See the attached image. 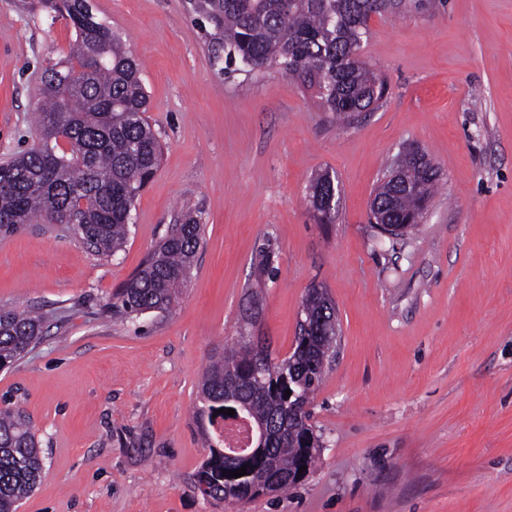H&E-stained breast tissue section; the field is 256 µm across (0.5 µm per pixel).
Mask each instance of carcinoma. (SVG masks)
Returning a JSON list of instances; mask_svg holds the SVG:
<instances>
[{"label":"carcinoma","instance_id":"obj_1","mask_svg":"<svg viewBox=\"0 0 512 512\" xmlns=\"http://www.w3.org/2000/svg\"><path fill=\"white\" fill-rule=\"evenodd\" d=\"M85 0H41L43 8L69 19L76 38L64 62L43 70L42 99L36 113L40 138L26 151L0 163V231L23 224H69L100 255L120 250L140 192L156 174L160 140L145 117L148 96L140 64L121 36L98 19ZM396 0H194L193 12L208 32L213 57L229 74L242 64L251 71L277 69L317 90L336 120L351 121L374 108L386 91L384 80L360 57L368 21L396 9ZM434 164L411 163L400 183L377 187L372 205L390 224L414 229L438 189ZM334 178L316 176L311 206L319 219L332 218ZM201 244V224L185 215L173 224L140 270L112 295V315L169 312ZM292 353L276 361L268 347L242 336L237 347L215 352L199 385L200 418H224L235 407L255 429L260 451L228 460L224 445L204 431L209 453L194 475L207 498L241 504L261 495L257 481L275 479L273 492L300 483L312 467L320 437L309 424L307 405L319 387L336 343V309L326 291L311 289L302 303ZM43 333L41 317L0 308V368L18 361ZM299 397L284 398L286 390ZM246 468L232 478L223 471ZM43 462L22 412L0 409V512L17 504L41 478Z\"/></svg>","mask_w":512,"mask_h":512}]
</instances>
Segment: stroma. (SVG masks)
<instances>
[{
  "label": "stroma",
  "instance_id": "1",
  "mask_svg": "<svg viewBox=\"0 0 512 512\" xmlns=\"http://www.w3.org/2000/svg\"><path fill=\"white\" fill-rule=\"evenodd\" d=\"M93 5L142 66L164 153L113 255L64 224L0 233V307L46 318L0 370V408L23 412L43 459L18 512H512V0L372 16L361 57L387 94L348 124L299 79L222 73L190 0ZM74 38L40 0H0V159L36 142L39 76ZM411 146L442 185L393 248L370 202ZM323 171L329 224L308 201ZM188 212L202 241L174 311L104 315ZM314 287L339 331L310 401L313 467L238 506L201 496L204 367L242 335L287 357Z\"/></svg>",
  "mask_w": 512,
  "mask_h": 512
}]
</instances>
